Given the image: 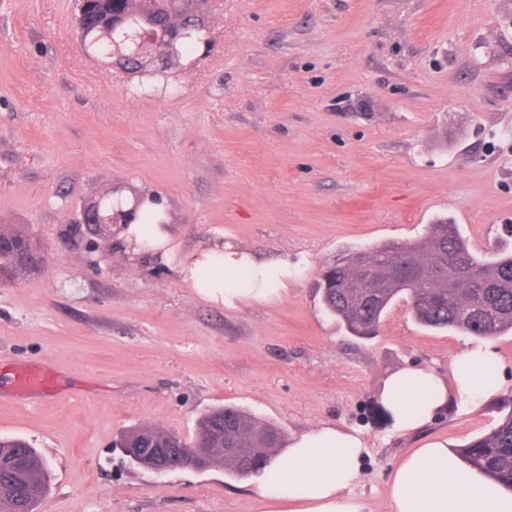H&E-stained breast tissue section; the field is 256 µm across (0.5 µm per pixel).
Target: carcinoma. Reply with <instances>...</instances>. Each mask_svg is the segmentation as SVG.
I'll use <instances>...</instances> for the list:
<instances>
[{
	"mask_svg": "<svg viewBox=\"0 0 512 512\" xmlns=\"http://www.w3.org/2000/svg\"><path fill=\"white\" fill-rule=\"evenodd\" d=\"M139 0H86L80 40L96 55L113 57L125 69H140L139 58L152 42L189 24L187 0H157L149 17L138 14ZM203 29H189L178 38L176 51L163 58L171 65L191 48ZM145 197L132 194L135 208L121 197L94 199L103 218L112 223L133 221ZM32 239L25 232L0 226V282L15 283L36 274ZM325 311L347 331L369 338L396 301L410 305L414 319L433 329L453 328L488 338L512 329V251L496 250L480 258L453 224H433L414 244L388 243L352 252L321 274ZM167 439L176 448L210 449L209 466L226 465L238 477H251L270 464L282 447L281 431L258 417L232 406H217L197 420L193 439L151 426L130 429L121 445L133 447L151 436ZM466 462L493 481L512 486V411L502 415L484 435L457 450ZM49 479L47 461L23 439H0V512H38Z\"/></svg>",
	"mask_w": 512,
	"mask_h": 512,
	"instance_id": "obj_1",
	"label": "carcinoma"
}]
</instances>
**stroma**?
I'll return each mask as SVG.
<instances>
[{"label":"stroma","mask_w":512,"mask_h":512,"mask_svg":"<svg viewBox=\"0 0 512 512\" xmlns=\"http://www.w3.org/2000/svg\"><path fill=\"white\" fill-rule=\"evenodd\" d=\"M206 26L175 66L130 74L81 47L74 0H0V225L42 257L0 285V437L47 459L42 512H263L253 479L160 475L113 444L137 425L193 437L217 404L287 438L330 423L366 442L353 494L390 512L401 456L465 445L499 415L495 398L452 400L400 431L387 379L409 365L450 378L478 339L420 326L401 300L356 338L318 282L441 220L477 251L512 247V0H216ZM115 185L158 197L183 248L220 230L297 274L273 304L200 301L80 224ZM20 365L51 368L58 392L17 393Z\"/></svg>","instance_id":"obj_1"}]
</instances>
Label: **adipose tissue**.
I'll use <instances>...</instances> for the list:
<instances>
[{
    "instance_id": "ef3b65f1",
    "label": "adipose tissue",
    "mask_w": 512,
    "mask_h": 512,
    "mask_svg": "<svg viewBox=\"0 0 512 512\" xmlns=\"http://www.w3.org/2000/svg\"><path fill=\"white\" fill-rule=\"evenodd\" d=\"M149 217L121 225L117 241L132 255H152L169 265L200 300L233 308L244 301L274 303L289 276L287 262L262 261L253 252L217 242L191 249L176 245L163 209L145 204ZM453 385L434 371L405 367L389 378L384 403L394 426L415 430L456 398L465 406L496 394L503 376L489 345L456 355ZM366 450L357 432L330 425L309 429L288 441L270 467L255 478V491L266 512H371L368 502L351 495L361 474ZM391 512H512V490L479 470L460 464L446 443L433 440L411 449L395 464L388 479Z\"/></svg>"
}]
</instances>
